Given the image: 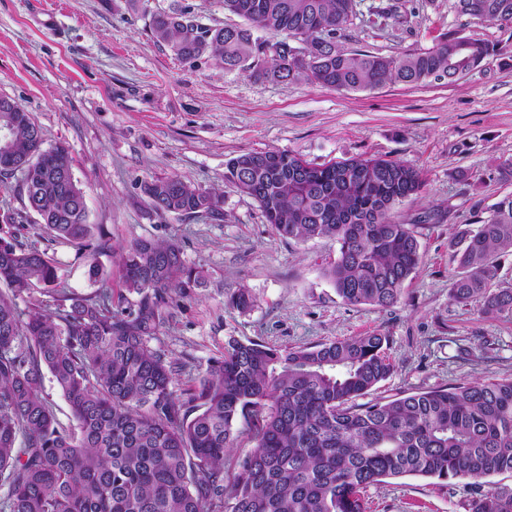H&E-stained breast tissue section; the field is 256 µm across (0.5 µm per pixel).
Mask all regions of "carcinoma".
<instances>
[{"instance_id": "cac0c4a2", "label": "carcinoma", "mask_w": 512, "mask_h": 512, "mask_svg": "<svg viewBox=\"0 0 512 512\" xmlns=\"http://www.w3.org/2000/svg\"><path fill=\"white\" fill-rule=\"evenodd\" d=\"M243 25L209 27L174 4L151 14L153 38L179 59L210 58L227 72L272 83L312 82L338 90L386 82H448L483 67L495 46L453 29L421 53L377 55L335 49L356 0H222ZM388 0L372 24L398 22ZM459 17L512 26V0H453ZM273 35L302 56L264 52ZM12 129L0 173L22 171L21 199L39 194L38 223L77 245L90 297L56 289L52 258L16 237L0 236V512H367V488L404 476L442 486L472 479L465 512H512V486L478 480L512 473V379L475 380L360 403L393 371L378 333L281 348L229 338L194 384H172L185 366L151 346L182 299L204 281L174 240L140 238L120 253V282L136 297L126 306L96 255L103 236L87 221L83 189L67 148H43L41 128L19 105H0ZM224 180L252 198L282 238H330L339 245L326 279L346 303L388 308L419 267L420 244L392 212L424 184L399 161L352 157L315 165L286 151L249 152L227 162ZM158 212L223 218L222 196L177 176L144 184ZM454 242L458 273L452 300L480 303L495 317L512 311V289L497 256L512 250V195L485 209ZM54 294L55 308L34 297ZM27 295L29 311L16 299ZM50 373L76 427L57 419L42 396ZM253 449L230 464L234 442Z\"/></svg>"}]
</instances>
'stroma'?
<instances>
[{"instance_id":"1","label":"stroma","mask_w":512,"mask_h":512,"mask_svg":"<svg viewBox=\"0 0 512 512\" xmlns=\"http://www.w3.org/2000/svg\"><path fill=\"white\" fill-rule=\"evenodd\" d=\"M176 1L200 24L233 21L221 0H149L144 8L133 0H0V97L30 114L45 147L66 146L88 221L103 226L109 244L97 257L104 272L116 273L121 246L136 238L178 239L185 260L205 272L157 346L196 373L232 337L306 347L379 331L390 338L394 369L370 392L373 401L512 378V313L485 318L478 304L450 297L452 237L512 194V182L496 171L512 160V28L470 21L466 35L503 47L508 57L488 59L455 82L336 90L262 82L205 58L180 61L149 27L151 10ZM404 2L407 24L381 29L370 15L380 0H357L341 46L418 53L458 26L452 0ZM268 150L313 164L381 157L421 173L422 191L393 212L412 225L422 256L396 304L345 303L324 276L336 241L279 237L257 203L225 182L229 159ZM169 176L222 194L223 220L155 212L143 186ZM20 183V175L0 176V214L17 218L0 233L53 258L67 292L95 294L84 257L26 212ZM241 289L254 297L246 312L229 304ZM466 489L462 479L442 487L406 476L370 487L365 497L369 512H463Z\"/></svg>"}]
</instances>
